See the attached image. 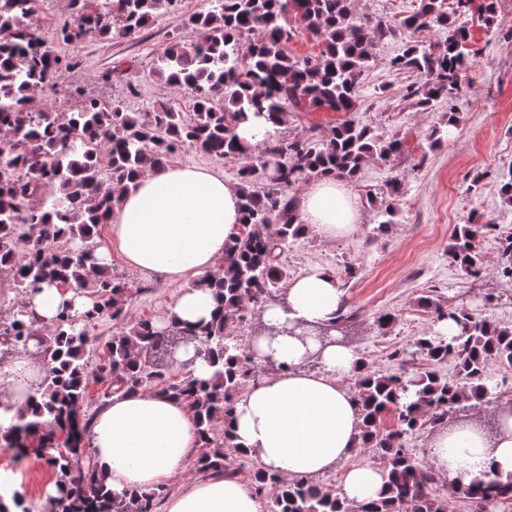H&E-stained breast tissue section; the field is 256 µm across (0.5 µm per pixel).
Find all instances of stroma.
Instances as JSON below:
<instances>
[{"instance_id": "obj_1", "label": "stroma", "mask_w": 512, "mask_h": 512, "mask_svg": "<svg viewBox=\"0 0 512 512\" xmlns=\"http://www.w3.org/2000/svg\"><path fill=\"white\" fill-rule=\"evenodd\" d=\"M206 4L178 0L174 10L132 38L86 39L79 66L64 73L63 84L120 103L129 112H143L155 101L174 97L173 88L151 76V60L188 16ZM353 5L356 15L384 21L387 32L376 44L352 117L400 139L403 150L386 164L366 162L358 179L349 183L362 212L354 232L333 240L307 232L285 253L284 267L292 280L314 268L335 273L357 355L377 370L396 373V354L410 351L414 337L431 324L418 305L419 297L487 313L496 322L512 325V285L495 270L500 239L512 234V223L503 221L497 188L499 175L512 170V0H499V33L494 37L487 35L477 13L461 16L477 52L468 84L452 105L441 104L430 112L418 110L405 96L406 87L420 83V76L390 67L409 39L399 22L417 10L419 0H353ZM117 62L121 73L103 81V72ZM450 109L458 112L460 123L448 140L432 146L429 134ZM395 177L401 182L395 199L398 215L395 223L382 227L371 200L385 198L387 184ZM478 215L497 229L476 241L483 273L473 278L452 260L448 249L456 225ZM112 272L128 284L126 308L133 320L161 319L186 286L185 281L133 268L117 253ZM489 294L494 300L488 305L484 298ZM385 313L394 322L382 330L375 320ZM0 482L39 502L56 475L39 449L19 459L10 449L0 448Z\"/></svg>"}]
</instances>
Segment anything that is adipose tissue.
I'll return each instance as SVG.
<instances>
[{
    "instance_id": "adipose-tissue-1",
    "label": "adipose tissue",
    "mask_w": 512,
    "mask_h": 512,
    "mask_svg": "<svg viewBox=\"0 0 512 512\" xmlns=\"http://www.w3.org/2000/svg\"><path fill=\"white\" fill-rule=\"evenodd\" d=\"M303 224L330 240L354 231L360 222L357 198L332 178L316 180L299 206ZM112 247L128 265L169 280L209 269L224 259V244L241 229L240 192L223 175L203 166L164 167L139 178L135 189L106 218ZM343 293L336 280L314 270L290 281L285 303L260 313L266 326L284 321L325 324L332 321ZM69 286L45 284L25 303L38 326H51L67 307L88 304ZM215 308L212 295L184 288L167 318L207 321ZM306 349L291 338L276 347L275 357L288 370L262 377L236 405L232 430L248 456L288 477H314L334 470L360 448L361 419L351 391L341 379L352 374V346L331 345L320 354V370L303 364ZM42 366L35 356L17 354L8 371L0 405L11 412L28 409L37 397ZM495 430L486 433L469 422L437 431L431 438L432 461L454 487L480 472L512 474V399L494 408ZM90 442L98 472L117 495L146 490L182 474L199 446L197 426L178 400L149 393L116 394L91 422ZM384 480L375 467L347 470L340 495L354 502L377 498ZM163 512H263L261 500L246 484L206 476L163 503Z\"/></svg>"
}]
</instances>
